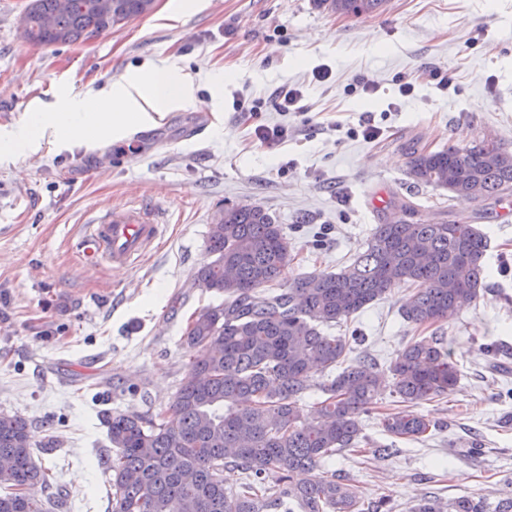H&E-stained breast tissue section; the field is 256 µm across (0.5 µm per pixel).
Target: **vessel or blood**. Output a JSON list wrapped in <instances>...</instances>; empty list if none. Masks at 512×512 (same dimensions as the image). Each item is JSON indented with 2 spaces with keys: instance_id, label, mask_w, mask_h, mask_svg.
<instances>
[{
  "instance_id": "1",
  "label": "vessel or blood",
  "mask_w": 512,
  "mask_h": 512,
  "mask_svg": "<svg viewBox=\"0 0 512 512\" xmlns=\"http://www.w3.org/2000/svg\"><path fill=\"white\" fill-rule=\"evenodd\" d=\"M161 236L162 228L149 212L115 206L100 223L89 225L81 252L87 260L124 267L146 256Z\"/></svg>"
}]
</instances>
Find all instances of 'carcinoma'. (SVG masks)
<instances>
[{"label":"carcinoma","instance_id":"1","mask_svg":"<svg viewBox=\"0 0 512 512\" xmlns=\"http://www.w3.org/2000/svg\"><path fill=\"white\" fill-rule=\"evenodd\" d=\"M89 0L57 11L56 0H29L25 9L34 45L72 44L108 32L116 21L88 10ZM144 0H118L122 21L145 14ZM388 0H313L333 13L370 17ZM52 24L43 25L44 18ZM408 174L415 184L483 203L512 196V151L484 136L438 151L412 148ZM415 206L395 197L375 225L367 249L337 273L300 274L277 287L293 256L281 225L259 205L228 206L210 225L207 253L195 284L224 295V302L192 316L188 347L197 352L178 388L168 417L106 415L112 457L111 512H382L385 499L365 501L343 475L292 482L297 470H313L325 458L366 441L358 416L385 391L406 408L381 419L385 432L414 439L439 423L416 407L450 394L460 372L451 352L434 338L412 339L384 370L366 358L347 361L350 339L325 336L391 288L407 284L413 295L402 307L411 325L432 326L475 302L486 277V235L467 222L412 220ZM324 399L305 422L301 405L313 386ZM30 424L0 414V512H51L63 497L31 442ZM245 474L231 494L224 467ZM409 512H512V498L491 505L459 497L440 506L423 498Z\"/></svg>","mask_w":512,"mask_h":512}]
</instances>
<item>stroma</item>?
Instances as JSON below:
<instances>
[{
    "label": "stroma",
    "instance_id": "stroma-1",
    "mask_svg": "<svg viewBox=\"0 0 512 512\" xmlns=\"http://www.w3.org/2000/svg\"><path fill=\"white\" fill-rule=\"evenodd\" d=\"M28 2L0 0V131L160 59L182 65L197 99L133 138L0 156V413L31 421L41 461L66 495L63 512H108L106 413L169 410L191 355L187 321L223 300L195 284L218 209L261 205L296 255L292 278L348 266L399 196L415 203L418 222L477 217L489 238L487 290L435 330L402 318L406 285L324 327L361 336L355 356L381 366L411 338L438 334L460 370L453 393L419 407L440 424L432 436L384 432L380 414L401 408L386 393L360 422L371 445L392 455L344 451L324 467L346 473L368 499L386 498L388 512L429 495L512 497V223L499 220L512 199L452 198L413 188L407 175L412 145L435 151L488 135L512 148V0H389L361 18L311 0H204L198 10L157 0L150 14L100 36L42 46L20 30ZM320 65L331 77L316 86ZM433 67L453 73L454 89L424 83L399 95L396 75ZM359 78L377 92L351 91ZM285 84L306 86L303 111L277 110ZM238 99L259 100L260 112L236 111ZM365 121L381 128L379 139L350 136ZM260 125L288 127V143L261 144ZM101 154L110 163L92 172ZM121 204L153 214L164 238L126 268L84 260L77 244L87 224Z\"/></svg>",
    "mask_w": 512,
    "mask_h": 512
}]
</instances>
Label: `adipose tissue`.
<instances>
[{
  "instance_id": "ef3b65f1",
  "label": "adipose tissue",
  "mask_w": 512,
  "mask_h": 512,
  "mask_svg": "<svg viewBox=\"0 0 512 512\" xmlns=\"http://www.w3.org/2000/svg\"><path fill=\"white\" fill-rule=\"evenodd\" d=\"M195 86L177 62L166 60L114 82L101 95L65 97L53 112H34L15 130L0 136V154L10 156L39 145L119 140L151 124L154 114L188 105Z\"/></svg>"
}]
</instances>
